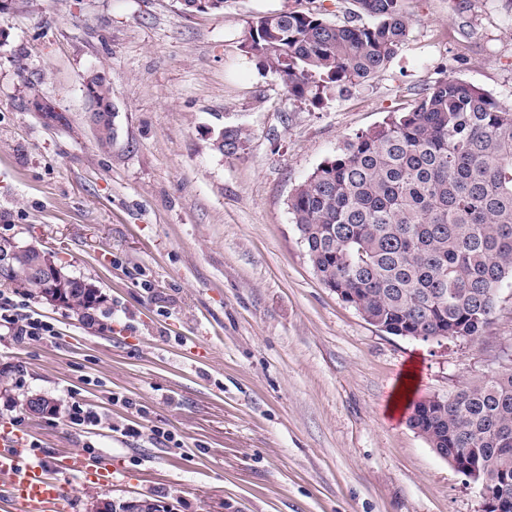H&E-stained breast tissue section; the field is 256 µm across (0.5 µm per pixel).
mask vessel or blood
Segmentation results:
<instances>
[{
  "label": "vessel or blood",
  "mask_w": 512,
  "mask_h": 512,
  "mask_svg": "<svg viewBox=\"0 0 512 512\" xmlns=\"http://www.w3.org/2000/svg\"><path fill=\"white\" fill-rule=\"evenodd\" d=\"M110 483L112 469L78 452L49 460L31 452L28 440L10 427H0V476L8 480L12 512H70L71 499L60 474Z\"/></svg>",
  "instance_id": "b4317fda"
}]
</instances>
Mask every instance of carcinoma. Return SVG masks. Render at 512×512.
<instances>
[{
    "label": "carcinoma",
    "instance_id": "obj_1",
    "mask_svg": "<svg viewBox=\"0 0 512 512\" xmlns=\"http://www.w3.org/2000/svg\"><path fill=\"white\" fill-rule=\"evenodd\" d=\"M358 17L332 23L280 10L244 31L240 50L297 99L316 101L384 71L409 33L404 0H353ZM109 146L113 123L99 120ZM250 133L224 127L228 159L245 155ZM288 210L320 281L359 303L394 336L476 340L512 287V107L480 87L441 78L405 112L346 140L288 197ZM37 254L16 253L0 276L34 298L50 283L31 278ZM65 305L83 316L104 299L72 276ZM435 448H463L512 477V371L467 382L434 411Z\"/></svg>",
    "mask_w": 512,
    "mask_h": 512
}]
</instances>
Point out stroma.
<instances>
[{
	"label": "stroma",
	"mask_w": 512,
	"mask_h": 512,
	"mask_svg": "<svg viewBox=\"0 0 512 512\" xmlns=\"http://www.w3.org/2000/svg\"><path fill=\"white\" fill-rule=\"evenodd\" d=\"M398 55L322 100L288 97L243 56L251 21L277 10L346 20L350 0H20L0 15V236L54 253L106 301L91 320L33 300L58 334L0 340V425L52 458L111 460L109 485L67 479L72 512L101 501L177 512H478L479 487L388 414L512 370V288L475 341L423 342L369 324L316 275L288 196L348 138L406 111L448 76L512 106V0H405ZM112 82L117 136L101 147L85 75ZM33 83L58 119L30 111ZM245 127L244 157L211 131ZM56 414L35 417L28 397ZM131 398L147 411L123 406ZM80 401L103 416L68 427ZM138 425L124 438L115 426ZM158 426L180 447L151 439Z\"/></svg>",
	"instance_id": "stroma-1"
}]
</instances>
